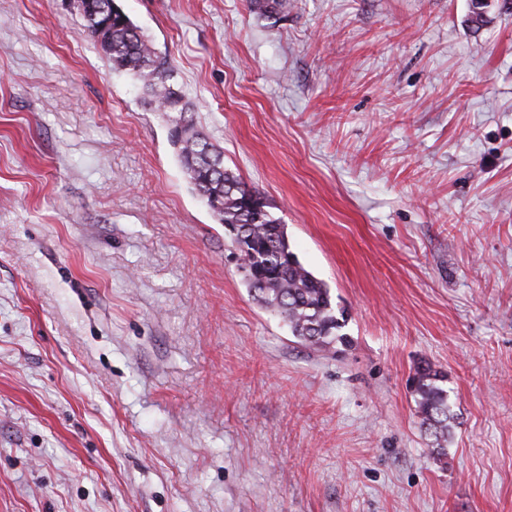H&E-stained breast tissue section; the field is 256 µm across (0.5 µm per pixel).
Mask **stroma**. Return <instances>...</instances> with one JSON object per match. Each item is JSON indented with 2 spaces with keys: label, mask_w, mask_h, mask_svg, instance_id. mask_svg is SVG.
Here are the masks:
<instances>
[{
  "label": "stroma",
  "mask_w": 512,
  "mask_h": 512,
  "mask_svg": "<svg viewBox=\"0 0 512 512\" xmlns=\"http://www.w3.org/2000/svg\"><path fill=\"white\" fill-rule=\"evenodd\" d=\"M116 2L349 343L255 302L65 0H0V512H512V8ZM290 6V0H249L250 11L264 19L286 17ZM444 380L441 372L431 363L421 364L411 379L420 425L433 437L434 444L441 451L445 450L450 419H453L449 414L448 391L438 384Z\"/></svg>",
  "instance_id": "35a3bbf8"
}]
</instances>
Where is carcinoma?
<instances>
[{
	"label": "carcinoma",
	"instance_id": "carcinoma-1",
	"mask_svg": "<svg viewBox=\"0 0 512 512\" xmlns=\"http://www.w3.org/2000/svg\"><path fill=\"white\" fill-rule=\"evenodd\" d=\"M249 8L259 18H283L290 0H249ZM79 14L112 68L136 77L154 110L180 113L176 143L182 169L229 233L241 266L247 268L243 278L254 299L288 323L292 335L309 348L346 341L330 289L299 261L287 225L271 214L260 191L224 168V156L187 115L190 108L172 83L173 71L166 58L156 55L149 36L115 0H87ZM442 381L444 376L430 363L421 364L411 379L420 425L441 451L451 419Z\"/></svg>",
	"mask_w": 512,
	"mask_h": 512
}]
</instances>
